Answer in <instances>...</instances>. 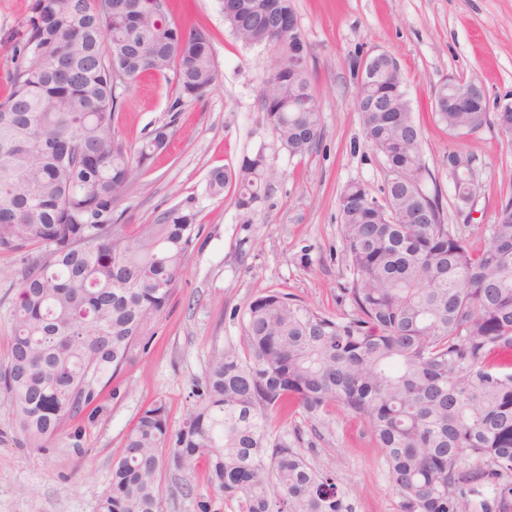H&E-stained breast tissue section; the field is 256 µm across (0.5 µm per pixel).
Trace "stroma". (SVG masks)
<instances>
[{
  "label": "stroma",
  "mask_w": 512,
  "mask_h": 512,
  "mask_svg": "<svg viewBox=\"0 0 512 512\" xmlns=\"http://www.w3.org/2000/svg\"><path fill=\"white\" fill-rule=\"evenodd\" d=\"M33 0H0V100L11 91L13 43ZM308 46V65L321 111V139L307 156L277 149L261 105L274 54L239 42L224 23L221 0H191L189 20L212 36L217 84L201 99L179 97L175 70L116 89L112 132L138 146L167 126L170 145L150 161L126 191L119 209L127 224H149L187 198L200 213V239L191 253L148 348L107 388L99 413L82 419L83 452L60 435L46 448H29L9 398L0 390V512H97L112 463L140 410L164 400L178 430L198 399V382L211 357L243 343V316L251 299L269 290L293 295L333 317L352 315L339 294L348 273L341 258L337 196L350 181L379 189L386 179L380 156L364 142L356 107L358 65L386 52L406 79L412 112L423 130L424 159L443 195L449 230L472 246L490 237L502 203L512 198V141L493 124L457 140L432 118L433 92L454 78L480 83L487 110L512 96V0H292ZM180 98V97H179ZM264 151L275 173L270 197L243 215L232 195L209 198L206 182L217 167L235 168ZM457 151L473 159L477 192L459 205L441 162ZM308 253V264L298 257ZM23 265L19 252H0V366L8 360L12 306ZM274 438L303 449L316 466L336 471L356 501V512H398V495L383 454L367 428L341 407L309 419L291 413ZM193 497L181 493L183 483ZM238 512L207 484L202 470L163 478V512Z\"/></svg>",
  "instance_id": "35a3bbf8"
}]
</instances>
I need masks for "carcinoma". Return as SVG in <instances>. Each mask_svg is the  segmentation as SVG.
Here are the masks:
<instances>
[{
	"instance_id": "carcinoma-1",
	"label": "carcinoma",
	"mask_w": 512,
	"mask_h": 512,
	"mask_svg": "<svg viewBox=\"0 0 512 512\" xmlns=\"http://www.w3.org/2000/svg\"><path fill=\"white\" fill-rule=\"evenodd\" d=\"M232 2L226 24L245 45L275 51L276 95L262 98L274 143L291 156L321 133L308 48L278 28L282 0ZM176 0H34L13 46L12 89L0 101V251L38 250L18 280L0 388L30 448H47L102 393L165 310L199 239L192 198L151 224L120 223L128 186L166 148L167 126L134 150L112 135L114 73L135 82L176 68L179 98L217 82L211 37L175 21ZM381 62L358 94L398 112H363L366 144L387 172L379 192L360 181L340 192L344 288L354 313L325 315L269 290L243 318V347L210 359L198 404L170 434L165 401L143 408L112 465L98 512H162L163 473L202 464L207 483L240 512H356L335 472L272 442L292 407L309 418L338 405L381 449L399 512H512V200L485 245L444 224L429 190L423 135L404 79ZM433 110L453 137L488 121L486 101ZM457 200L477 185L472 159L442 162ZM264 151L209 173L207 194L233 188L245 214L268 197Z\"/></svg>"
}]
</instances>
